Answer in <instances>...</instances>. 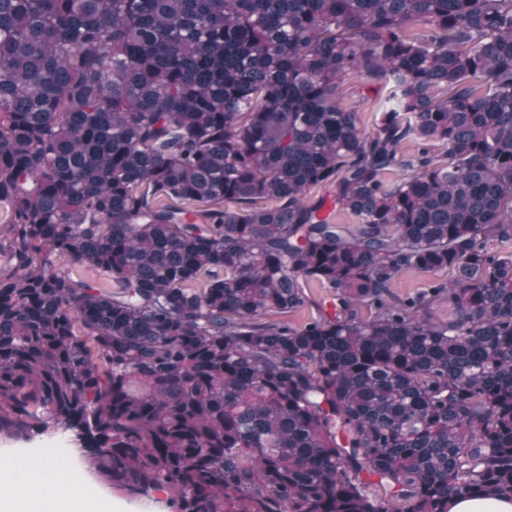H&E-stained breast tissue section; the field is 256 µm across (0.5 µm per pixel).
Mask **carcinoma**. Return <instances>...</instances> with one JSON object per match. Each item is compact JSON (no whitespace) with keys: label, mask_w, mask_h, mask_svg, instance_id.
<instances>
[{"label":"carcinoma","mask_w":512,"mask_h":512,"mask_svg":"<svg viewBox=\"0 0 512 512\" xmlns=\"http://www.w3.org/2000/svg\"><path fill=\"white\" fill-rule=\"evenodd\" d=\"M0 205V437L164 512L512 499V0H0ZM363 84L352 81L345 88L343 104L359 112L364 125L369 126L381 105V98L372 92L362 89ZM55 444H61L64 447H52ZM74 446L73 443L56 435H44L32 440L0 438V449H11L18 453L35 452L37 448H60L62 452L69 453Z\"/></svg>","instance_id":"obj_1"}]
</instances>
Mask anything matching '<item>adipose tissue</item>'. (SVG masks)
Wrapping results in <instances>:
<instances>
[{
	"label": "adipose tissue",
	"mask_w": 512,
	"mask_h": 512,
	"mask_svg": "<svg viewBox=\"0 0 512 512\" xmlns=\"http://www.w3.org/2000/svg\"><path fill=\"white\" fill-rule=\"evenodd\" d=\"M0 512H109L73 459L0 457Z\"/></svg>",
	"instance_id": "adipose-tissue-1"
}]
</instances>
